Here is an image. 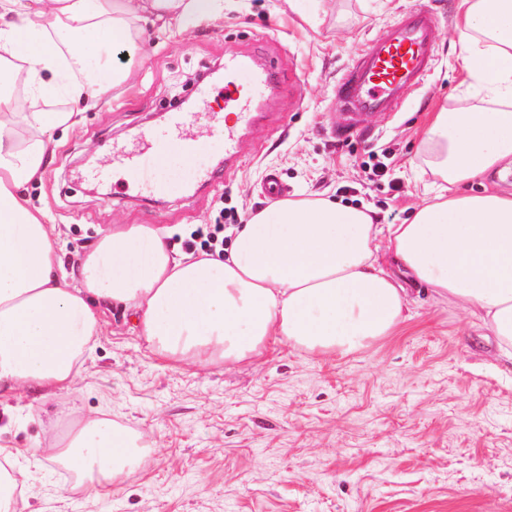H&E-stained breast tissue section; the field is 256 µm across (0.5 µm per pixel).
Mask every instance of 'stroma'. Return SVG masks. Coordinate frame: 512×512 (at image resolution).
<instances>
[{"label":"stroma","mask_w":512,"mask_h":512,"mask_svg":"<svg viewBox=\"0 0 512 512\" xmlns=\"http://www.w3.org/2000/svg\"><path fill=\"white\" fill-rule=\"evenodd\" d=\"M421 3L440 21L433 70L400 112L365 116L362 134L336 139L337 78ZM459 16V0H304L299 12L288 0H224L217 19L173 22L139 49L114 44L111 59L129 80L69 130H53L52 159L26 195L56 224L68 269L116 224L169 230V248L184 253L191 231L222 208L242 222L267 206V166L288 197L323 194L404 223L439 180L422 147L432 114L482 106L466 90ZM244 51L276 81L222 179L195 177L224 157L199 126L186 131L203 146L197 158L166 160L167 193L143 195L112 171L113 145L156 128V114L195 97L199 74ZM379 162L383 176L369 178ZM96 169L112 172L102 196L92 192ZM410 313L395 336L348 357L277 345L249 363L199 370L162 361L110 308L69 391L0 397V444L46 446L72 421L104 413L141 435L148 453L97 493L43 459L28 469L17 512H512V360L416 282Z\"/></svg>","instance_id":"obj_1"}]
</instances>
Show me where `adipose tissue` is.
Listing matches in <instances>:
<instances>
[{
	"label": "adipose tissue",
	"mask_w": 512,
	"mask_h": 512,
	"mask_svg": "<svg viewBox=\"0 0 512 512\" xmlns=\"http://www.w3.org/2000/svg\"><path fill=\"white\" fill-rule=\"evenodd\" d=\"M462 2L465 82L487 107L436 113L424 147L443 184L408 223L380 224L328 198L277 200L250 213L221 258L174 257L159 230L126 224L84 254L73 283L54 225L24 194L53 152L46 131L72 127L128 80L108 47L139 45L138 20H212L222 0H0V63L24 74L32 100L69 103L0 109V395L69 390L110 307L175 366L240 363L273 342L347 357L409 320L402 275L459 304L512 357V196L464 189L512 157V0ZM383 248L397 273L381 266ZM136 446L103 416L30 458L112 483L138 463Z\"/></svg>",
	"instance_id": "ef3b65f1"
}]
</instances>
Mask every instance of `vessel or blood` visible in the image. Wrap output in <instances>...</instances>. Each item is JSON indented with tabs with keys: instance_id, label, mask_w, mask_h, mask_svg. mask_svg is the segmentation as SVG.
Listing matches in <instances>:
<instances>
[{
	"instance_id": "b4317fda",
	"label": "vessel or blood",
	"mask_w": 512,
	"mask_h": 512,
	"mask_svg": "<svg viewBox=\"0 0 512 512\" xmlns=\"http://www.w3.org/2000/svg\"><path fill=\"white\" fill-rule=\"evenodd\" d=\"M438 26L436 15L421 4L376 36L337 80V110L349 113L352 120L398 111L404 89L419 85L433 66ZM271 81V74L257 69L249 54L225 59L223 111L211 106L209 88H201L194 112L172 113L165 129L142 133L137 148L113 149V168L125 172L138 188L166 193L167 185L154 179V171L171 153L194 158L200 152L199 144L182 134L190 120L208 125L213 137L223 142L225 158L235 157L240 127L254 118L257 97Z\"/></svg>"
}]
</instances>
